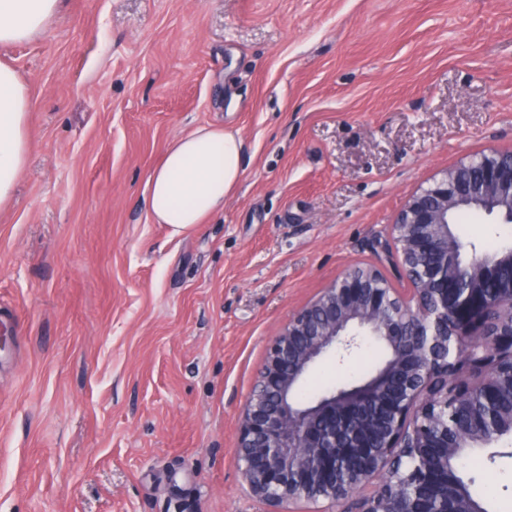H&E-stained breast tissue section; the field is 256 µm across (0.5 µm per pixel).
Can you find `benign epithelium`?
<instances>
[{"instance_id":"7a95c632","label":"benign epithelium","mask_w":512,"mask_h":512,"mask_svg":"<svg viewBox=\"0 0 512 512\" xmlns=\"http://www.w3.org/2000/svg\"><path fill=\"white\" fill-rule=\"evenodd\" d=\"M465 204L512 224V158L461 162L398 212L392 239L410 294L355 266L274 338L237 447L255 496L349 502V512H485L463 462L512 435V249L489 255L460 240L453 216ZM365 336L389 359L366 379L301 397L321 359ZM472 396L482 405L459 419Z\"/></svg>"}]
</instances>
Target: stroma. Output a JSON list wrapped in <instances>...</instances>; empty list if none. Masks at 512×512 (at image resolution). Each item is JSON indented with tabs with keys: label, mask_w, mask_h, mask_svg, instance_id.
<instances>
[{
	"label": "stroma",
	"mask_w": 512,
	"mask_h": 512,
	"mask_svg": "<svg viewBox=\"0 0 512 512\" xmlns=\"http://www.w3.org/2000/svg\"><path fill=\"white\" fill-rule=\"evenodd\" d=\"M31 148L0 208V512L272 509L237 458L289 317L349 267L408 293L391 226L450 166L512 151V0H63L0 49ZM238 130L244 173L184 235L147 214L167 143ZM371 343L310 375L368 373ZM466 475L512 512V439Z\"/></svg>",
	"instance_id": "stroma-1"
}]
</instances>
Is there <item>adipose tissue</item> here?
I'll return each mask as SVG.
<instances>
[{
  "label": "adipose tissue",
  "mask_w": 512,
  "mask_h": 512,
  "mask_svg": "<svg viewBox=\"0 0 512 512\" xmlns=\"http://www.w3.org/2000/svg\"><path fill=\"white\" fill-rule=\"evenodd\" d=\"M62 0H0V48L45 34ZM29 90L18 72L0 63V206L14 197L30 149ZM243 140L238 131L204 125L168 144L147 180L145 202L152 221L173 234L192 232L224 208L242 177Z\"/></svg>",
  "instance_id": "1"
}]
</instances>
